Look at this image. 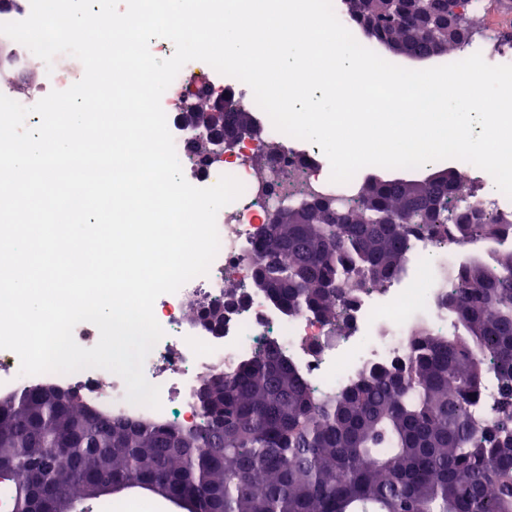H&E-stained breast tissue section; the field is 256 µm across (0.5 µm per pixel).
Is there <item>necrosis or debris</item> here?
<instances>
[{
  "instance_id": "obj_1",
  "label": "necrosis or debris",
  "mask_w": 512,
  "mask_h": 512,
  "mask_svg": "<svg viewBox=\"0 0 512 512\" xmlns=\"http://www.w3.org/2000/svg\"><path fill=\"white\" fill-rule=\"evenodd\" d=\"M213 91L224 88V77L202 61L185 64L171 84L175 99L163 110L168 129L186 180L196 187H209L224 175L236 177L244 186L242 195L217 215L219 251L207 274L195 277L176 293L164 294L154 304V314L164 330L144 362V374L159 386L161 407L154 410L126 401L125 383L118 375L100 368L71 374L24 375L17 356L0 350V391L14 392L51 383L63 389H79L86 404L132 420L191 426L199 422L195 392L205 375L215 369L234 374L252 360L268 340H277L315 394L348 388L374 364L395 362L408 353L418 320L444 327L448 319L439 310L442 294L435 279H422L432 258L441 253L436 243H422L412 254L404 273L407 286L381 288L361 295L348 313L352 328L348 335L329 340V326L319 316L298 311L288 314L259 295L250 296L240 313L224 322L221 333L192 326L190 307H199L224 295V275L233 271L237 280L248 283L257 257L259 233L271 210L280 203L300 202L310 194L350 198L352 183L337 184L321 178L318 148H298L291 136L267 127L268 140L279 142V152L265 157L264 173L248 167L246 160L255 149L240 153L234 165L208 162L190 156V133L179 121L182 95L188 85Z\"/></svg>"
}]
</instances>
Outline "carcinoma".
I'll list each match as a JSON object with an SVG mask.
<instances>
[{"label": "carcinoma", "mask_w": 512, "mask_h": 512, "mask_svg": "<svg viewBox=\"0 0 512 512\" xmlns=\"http://www.w3.org/2000/svg\"><path fill=\"white\" fill-rule=\"evenodd\" d=\"M377 41L404 43L418 59L431 51L406 13L382 18ZM469 197L466 176L448 171L442 181H368L339 206L342 224L322 208L296 224L290 206L258 243L249 290L342 336L341 286H390L412 239H505L512 213ZM374 214L398 223L374 224ZM511 269L512 248L443 274L454 288L440 304L452 333L417 329L407 362L373 366L338 395L313 394L267 344L237 373L207 379L193 426L100 413L44 386L1 395L0 469L13 475L0 496L25 512L52 488L92 512L110 481L114 494L184 499L188 512H512ZM490 379L497 399L483 414Z\"/></svg>", "instance_id": "carcinoma-1"}]
</instances>
